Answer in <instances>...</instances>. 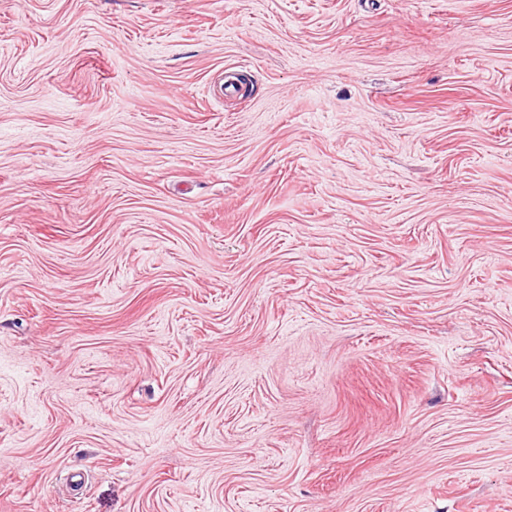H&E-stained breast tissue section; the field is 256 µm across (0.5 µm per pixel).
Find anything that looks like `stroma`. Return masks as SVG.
I'll use <instances>...</instances> for the list:
<instances>
[{
  "label": "stroma",
  "instance_id": "35a3bbf8",
  "mask_svg": "<svg viewBox=\"0 0 512 512\" xmlns=\"http://www.w3.org/2000/svg\"><path fill=\"white\" fill-rule=\"evenodd\" d=\"M0 512H512V0H0Z\"/></svg>",
  "mask_w": 512,
  "mask_h": 512
}]
</instances>
